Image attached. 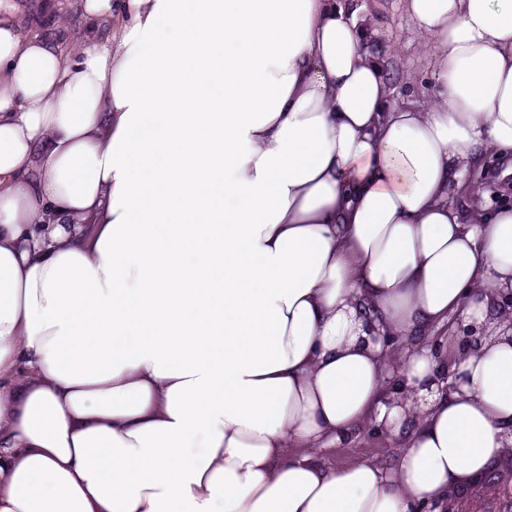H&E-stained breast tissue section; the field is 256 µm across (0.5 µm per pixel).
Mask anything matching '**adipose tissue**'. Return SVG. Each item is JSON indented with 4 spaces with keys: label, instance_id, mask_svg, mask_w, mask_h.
Masks as SVG:
<instances>
[{
    "label": "adipose tissue",
    "instance_id": "adipose-tissue-1",
    "mask_svg": "<svg viewBox=\"0 0 512 512\" xmlns=\"http://www.w3.org/2000/svg\"><path fill=\"white\" fill-rule=\"evenodd\" d=\"M72 4L0 0V512H443L512 445V0H405L428 109L359 0ZM504 165L496 163L493 167V172L488 171L487 174L482 176V180L486 182V189L490 191L493 198L507 196L512 201V175L502 178L501 173ZM395 450L396 448L390 445L381 434L367 433L358 440L324 450L321 460L336 467L363 459H371L386 465L392 462Z\"/></svg>",
    "mask_w": 512,
    "mask_h": 512
}]
</instances>
